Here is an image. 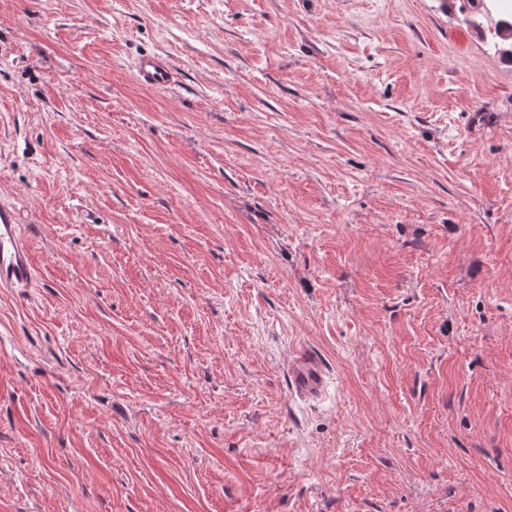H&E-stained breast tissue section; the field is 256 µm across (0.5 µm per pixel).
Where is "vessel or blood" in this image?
<instances>
[{"instance_id":"obj_1","label":"vessel or blood","mask_w":512,"mask_h":512,"mask_svg":"<svg viewBox=\"0 0 512 512\" xmlns=\"http://www.w3.org/2000/svg\"><path fill=\"white\" fill-rule=\"evenodd\" d=\"M135 78L151 89H165L173 83V72L168 61L158 55L143 56L136 67ZM36 272L29 246L21 231L17 209L0 202V288L28 290L33 287ZM293 389L314 396L324 383L323 365L315 353L295 361L289 373Z\"/></svg>"}]
</instances>
